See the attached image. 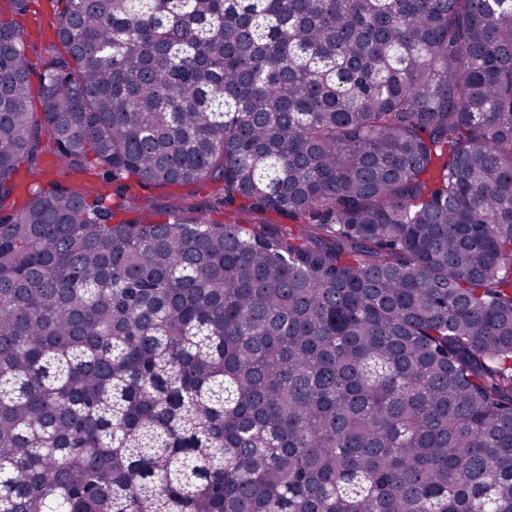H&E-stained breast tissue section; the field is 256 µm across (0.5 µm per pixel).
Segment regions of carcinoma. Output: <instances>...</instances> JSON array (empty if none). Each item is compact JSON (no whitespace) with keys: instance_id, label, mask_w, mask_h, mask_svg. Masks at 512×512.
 Here are the masks:
<instances>
[{"instance_id":"1","label":"carcinoma","mask_w":512,"mask_h":512,"mask_svg":"<svg viewBox=\"0 0 512 512\" xmlns=\"http://www.w3.org/2000/svg\"><path fill=\"white\" fill-rule=\"evenodd\" d=\"M6 2L0 512H512V0ZM187 202L195 208L193 215L204 217L214 222L224 223V208L214 209L209 201L206 191H201L200 193L190 197Z\"/></svg>"}]
</instances>
